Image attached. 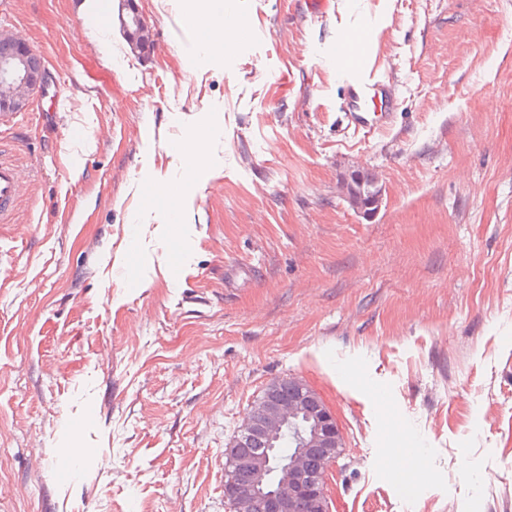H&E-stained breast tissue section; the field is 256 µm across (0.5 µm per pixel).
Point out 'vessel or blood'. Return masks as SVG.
Returning <instances> with one entry per match:
<instances>
[{
	"instance_id": "obj_1",
	"label": "vessel or blood",
	"mask_w": 512,
	"mask_h": 512,
	"mask_svg": "<svg viewBox=\"0 0 512 512\" xmlns=\"http://www.w3.org/2000/svg\"><path fill=\"white\" fill-rule=\"evenodd\" d=\"M340 51L349 57L352 74L345 82V91L339 109L342 113L341 129L356 135L370 137L386 130L392 123L399 105L392 83L376 73L363 72L364 45L342 43ZM26 174L11 161L0 158V223H9L22 201Z\"/></svg>"
}]
</instances>
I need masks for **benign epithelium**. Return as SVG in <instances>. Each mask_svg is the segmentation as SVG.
<instances>
[{
	"instance_id": "obj_1",
	"label": "benign epithelium",
	"mask_w": 512,
	"mask_h": 512,
	"mask_svg": "<svg viewBox=\"0 0 512 512\" xmlns=\"http://www.w3.org/2000/svg\"><path fill=\"white\" fill-rule=\"evenodd\" d=\"M121 28L129 44L147 43L149 30L138 0H119ZM0 43L7 52L0 56V112L25 108L29 94L40 87L42 72L31 67L34 55L28 43L0 31ZM350 175L345 198L367 219L379 208L381 193H368ZM277 379L263 389L249 405L241 425L227 444L224 456L234 471L250 475L251 488L240 489L233 478H224V503L229 512H253L261 500L266 512H332L327 473L342 455L343 432L336 412L304 379L288 377V393ZM292 439L293 449L285 461L273 467L271 446L283 434ZM259 450L252 451V448Z\"/></svg>"
}]
</instances>
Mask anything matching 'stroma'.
<instances>
[{"mask_svg":"<svg viewBox=\"0 0 512 512\" xmlns=\"http://www.w3.org/2000/svg\"><path fill=\"white\" fill-rule=\"evenodd\" d=\"M308 2L200 23L139 0L140 51L118 0L0 11L43 74L0 127L31 172L0 224V512H227L224 448L290 375L343 431L334 512H512V0ZM229 11L248 45L185 68ZM362 32L400 101L369 138L339 129L329 56ZM202 130L190 173L175 147ZM357 169L370 219L341 194ZM119 18L125 37L133 48L147 43L149 30L137 0H120Z\"/></svg>","mask_w":512,"mask_h":512,"instance_id":"35a3bbf8","label":"stroma"}]
</instances>
